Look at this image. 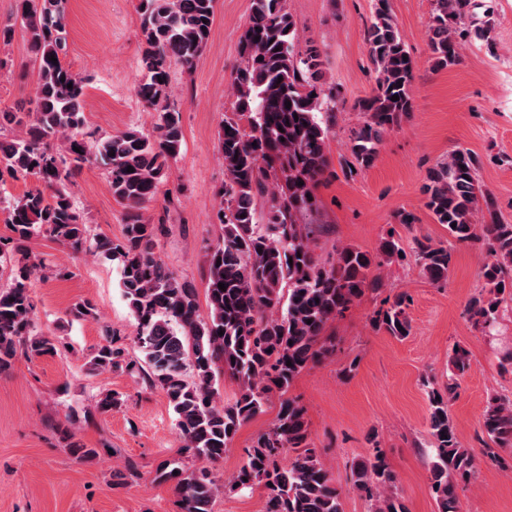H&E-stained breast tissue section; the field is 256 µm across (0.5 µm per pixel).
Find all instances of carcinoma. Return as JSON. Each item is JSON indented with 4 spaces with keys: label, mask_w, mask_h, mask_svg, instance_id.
<instances>
[{
    "label": "carcinoma",
    "mask_w": 512,
    "mask_h": 512,
    "mask_svg": "<svg viewBox=\"0 0 512 512\" xmlns=\"http://www.w3.org/2000/svg\"><path fill=\"white\" fill-rule=\"evenodd\" d=\"M16 2L14 22L0 24V45L11 44L20 25L36 79L29 99L0 109V128L11 130V137L0 136V177L31 176L42 188L6 201L11 236L0 238V263L41 232L75 254L120 260L123 295L145 366L125 361L113 334L91 352L89 366L136 370L164 392L184 447L203 463L189 470L173 462L160 471L161 480L175 482L181 512H212L218 485L207 465L224 458L240 427L273 395L280 400L275 422L248 448L247 462L230 487H263L264 512H343V490L311 444L306 411L289 390L303 371L335 354L332 337L325 335L328 323L366 293L383 288L381 268L399 260L402 248L391 237L375 255L353 245L335 248L325 260L315 252V225L306 218L319 208L316 187L330 169L328 140L338 97L325 80L321 50L309 43L295 51V22L286 0H253L232 80L234 112L218 134L226 176L219 192L224 235L208 248L203 316L197 288L156 256L162 227L146 220L142 210L155 200L168 161L183 144L180 111L169 104L170 67L194 66L209 39L215 0H139L145 77L136 94L153 112L152 130L128 129L92 142L84 133L83 81L63 58L66 0ZM432 2L429 51L434 67L446 68L459 59L471 0ZM366 43L376 82L357 103L363 122L351 131L350 158L340 163L350 173L372 166L384 136L413 112L415 63L387 0H378ZM394 95L399 100H391ZM94 163L105 167L112 196L126 209L116 240L88 237L73 206L70 187L83 166ZM477 165L470 152L457 151L429 172L425 206L447 227L448 244L420 240L416 257L423 273L443 285L454 247L480 244L490 256L481 273L484 293L470 300L467 312L474 325L488 328L502 303L512 301V223L501 218L477 182ZM261 201L265 211L259 222ZM40 270L41 264L24 262L11 284L0 289V371L19 352L29 358L56 352L55 343L37 332L30 288ZM407 303L406 294L395 296L378 311L374 327L395 337L409 335ZM468 366L469 353L460 347L451 359L448 385L429 392L430 488L438 512H459L460 485L477 472L476 455L461 445L448 414L457 379ZM223 374L240 385L232 402L221 401L215 391ZM481 427L483 455L507 463L497 449L512 448V398L491 395ZM372 445V455L351 470L353 489L370 502V512H408L379 442ZM286 451L291 456L282 465Z\"/></svg>",
    "instance_id": "1"
}]
</instances>
